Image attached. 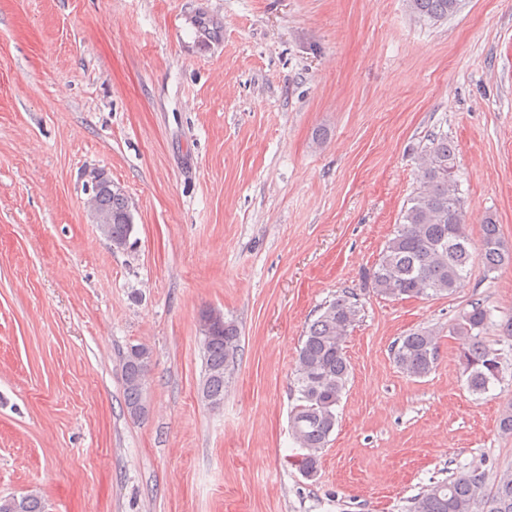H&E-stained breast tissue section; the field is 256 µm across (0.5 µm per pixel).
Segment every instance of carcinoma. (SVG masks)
<instances>
[{
  "label": "carcinoma",
  "mask_w": 512,
  "mask_h": 512,
  "mask_svg": "<svg viewBox=\"0 0 512 512\" xmlns=\"http://www.w3.org/2000/svg\"><path fill=\"white\" fill-rule=\"evenodd\" d=\"M418 19L437 24L460 7V0H406ZM455 148L448 136L435 134L420 155L417 186L402 220L378 260L364 277V285L388 299L428 298L451 294L468 273L473 254L466 229V215L458 185L453 179ZM133 225L112 216V235L126 246ZM481 259L487 272L512 265V248L502 240L493 216L485 218ZM357 294L344 291L320 309L308 326L298 352L296 381L298 404L290 415L295 442L305 450L303 470L317 468L320 453L336 426L339 405L351 374L345 343L350 329L360 320ZM494 324L493 313L479 302L460 313L449 333L460 341V361L466 385L475 395L488 392L502 379L501 353L484 341L483 333ZM240 347V331L224 320V334L203 339L204 380L214 402L224 401L226 375L234 367ZM438 342L431 330L419 329L401 337L392 348L393 361L405 374L424 377L438 360ZM124 404L129 415L144 407L143 392L148 364L131 353L123 358ZM20 512H45L37 491L22 496ZM410 512H512V469L498 472L493 490H485L479 473H456L422 488L413 498Z\"/></svg>",
  "instance_id": "1"
}]
</instances>
